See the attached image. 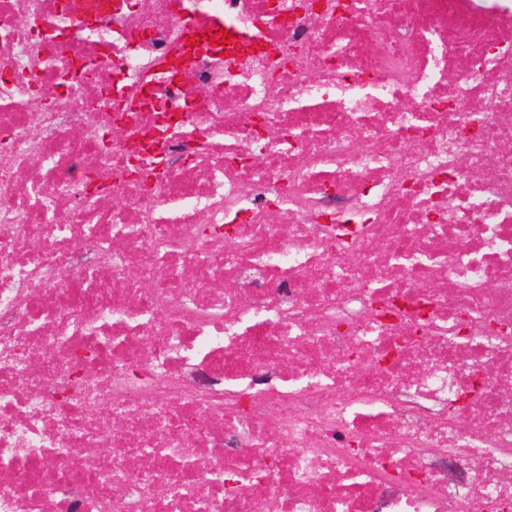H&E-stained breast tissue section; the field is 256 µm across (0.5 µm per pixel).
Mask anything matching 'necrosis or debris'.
Returning <instances> with one entry per match:
<instances>
[{"mask_svg": "<svg viewBox=\"0 0 512 512\" xmlns=\"http://www.w3.org/2000/svg\"><path fill=\"white\" fill-rule=\"evenodd\" d=\"M0 512H512V0H0Z\"/></svg>", "mask_w": 512, "mask_h": 512, "instance_id": "1", "label": "necrosis or debris"}]
</instances>
